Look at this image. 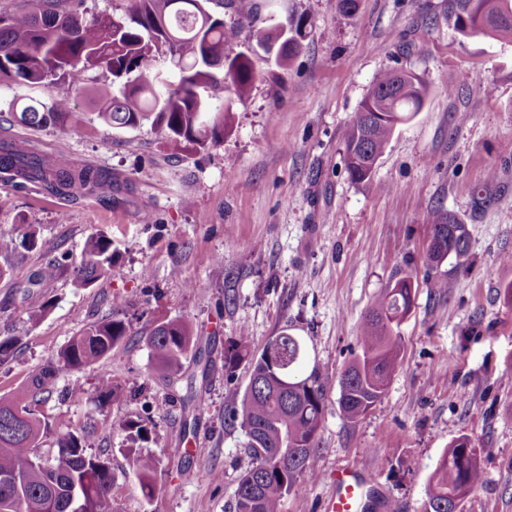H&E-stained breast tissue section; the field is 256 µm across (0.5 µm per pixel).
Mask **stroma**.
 <instances>
[{
    "mask_svg": "<svg viewBox=\"0 0 512 512\" xmlns=\"http://www.w3.org/2000/svg\"><path fill=\"white\" fill-rule=\"evenodd\" d=\"M258 22L305 18L301 52L286 66L257 53L244 100L216 87L215 106L232 101V123L207 150L170 151L143 124L115 130L88 99L111 90L110 75L87 71L66 80L0 84V111L14 97L52 103L66 98L64 125L16 126L42 152L68 150L72 161L109 174L110 192L53 196L37 184L0 178V233L35 230L38 246L5 259L0 333L21 336L13 361L0 367V393L26 387L87 326L111 317L112 300L128 334L102 362L60 373L41 413L50 426L34 453L55 455L57 437L86 430L90 452L112 464V494L121 512H231L240 476L251 464L245 434L225 417L248 385L245 369L224 371V350L241 331L255 349L281 331L302 337L306 365L328 380L314 477L299 478L282 512H324L336 469L367 474L373 512H423L429 478L459 436L479 454L482 482L461 512H512V38L461 36L449 0H359L354 14L335 0H254ZM396 68L427 87L423 106L401 124L372 180L352 183L342 162L343 137L376 76ZM458 94H449L452 86ZM491 184L494 203L473 208V193ZM469 230L468 260L446 259V295L425 284L430 207ZM112 238L114 275L80 288L70 273L44 295L45 317L27 321L16 285L54 262H79L98 231ZM410 277L414 304L400 326L401 350L386 392L364 416L346 419L338 379L362 350L367 310L396 276ZM189 323L203 364L186 358L176 383L162 380L143 336L156 322ZM125 387L119 405L96 400L101 372ZM205 400L190 430L182 428L190 388ZM152 419L160 460L157 490L145 498L129 471L117 420Z\"/></svg>",
    "mask_w": 512,
    "mask_h": 512,
    "instance_id": "1",
    "label": "stroma"
}]
</instances>
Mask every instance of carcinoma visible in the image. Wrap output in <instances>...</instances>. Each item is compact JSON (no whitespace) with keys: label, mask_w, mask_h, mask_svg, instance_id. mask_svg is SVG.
I'll return each instance as SVG.
<instances>
[{"label":"carcinoma","mask_w":512,"mask_h":512,"mask_svg":"<svg viewBox=\"0 0 512 512\" xmlns=\"http://www.w3.org/2000/svg\"><path fill=\"white\" fill-rule=\"evenodd\" d=\"M197 0H133L126 17L101 14L92 21L74 6V0H19L8 13H0V83L38 85L58 79L74 84L93 69L112 75L118 93L96 95L100 119L114 129L128 130L150 121L169 149L205 150L224 137L229 108L212 112L204 96L216 83L214 70L223 69V83L237 96L255 79L252 58L240 52L229 58L224 45L237 40L246 18L240 0H228L238 19L230 24ZM454 29L462 35L512 37V0H450ZM256 48L269 53L275 32L251 28ZM307 36V22L289 28L288 50L275 55L279 63L294 58ZM168 54L172 68L158 66L157 56ZM426 86L404 70L388 69L375 79L344 135L343 162L355 184L369 182L376 164L398 125L422 108ZM70 103L58 99L47 105L18 97L1 121L39 130L64 123ZM0 172L19 184L38 183L55 195L76 191L107 192L112 180L106 173L72 165L67 156L41 155L24 142L0 141ZM432 240L427 252L429 268L447 259L465 262L469 231L449 214L429 212ZM37 246L35 232L0 235V254ZM112 240L99 233L88 239L81 261L73 266L74 281L87 287L114 272ZM60 266L49 263L18 285L27 304L28 321L37 323L48 303L43 288ZM408 277L395 281L368 311L362 325V355L339 379L338 404L350 420L366 414L381 400L399 352L398 327L412 306ZM40 305L29 303L32 296ZM127 336L124 320L114 316L91 324L60 349L55 363L44 368L27 387L0 394V512H119L112 495L114 475L107 459L86 453L87 434L67 433L57 439V453L48 463L33 455L49 427L38 415L46 401L47 384L60 371L80 370L106 356ZM21 337L0 336V366L18 352ZM157 369L168 382L180 371L182 360L195 349L197 338L180 319L155 324L146 336ZM299 336L288 335L271 365L266 351L257 354L250 336L241 332L224 352V370L233 375L241 364L255 383L248 384L234 407L230 425L248 438L252 465L241 476L233 512H281V504L297 479L313 468L319 452V431L327 406L328 381L318 365L305 373L298 367L305 358ZM288 374L293 387L281 388L275 376ZM96 393L103 404H119L127 394L107 373L99 375ZM130 469L142 495L156 490V458L137 452L151 440L155 427L142 419L125 418ZM482 482L476 449L466 437L453 442L438 462L426 490L424 512H457L461 500Z\"/></svg>","instance_id":"1"}]
</instances>
